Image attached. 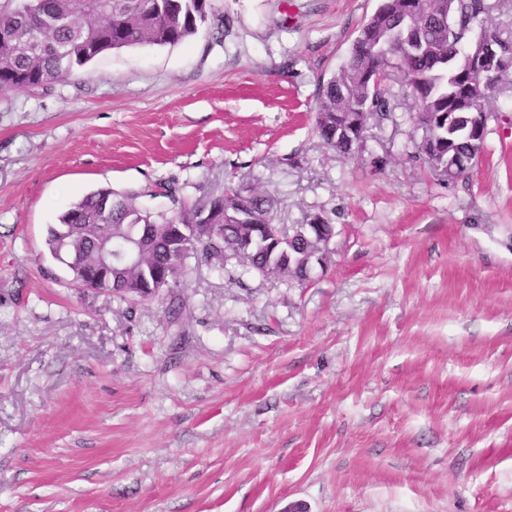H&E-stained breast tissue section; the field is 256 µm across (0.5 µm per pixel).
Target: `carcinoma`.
I'll use <instances>...</instances> for the list:
<instances>
[{
  "instance_id": "carcinoma-1",
  "label": "carcinoma",
  "mask_w": 512,
  "mask_h": 512,
  "mask_svg": "<svg viewBox=\"0 0 512 512\" xmlns=\"http://www.w3.org/2000/svg\"><path fill=\"white\" fill-rule=\"evenodd\" d=\"M380 0L373 14L353 39L347 57L318 88L315 127L320 139L343 155L359 153L365 134L355 139L336 136V122L359 108L380 122L391 112V73L403 74L405 92L415 100L416 129L432 131L431 160L446 167L452 183L466 172L457 171L454 157L478 160L481 145L464 130L468 114L460 111L466 99L469 75L448 71V57L458 54L472 37L490 39L512 53V36L486 24L493 9L489 0ZM210 5L207 0H16L0 12V28L12 32L0 40V92L58 82L97 56L111 50L138 46H174L198 33ZM273 198L251 188L242 198L238 189L224 188L192 208H181L159 219L141 209L131 196L98 189L84 196L48 229L50 254L68 267L94 259L93 241L71 232L72 224H110L112 237L133 238L151 262L166 272L171 283L170 309L178 307L175 289L181 287L186 259L205 260L213 253L234 255L235 246L254 233V224H272ZM202 211L214 214L220 232L201 233L190 243L191 252L172 255L165 241V226L195 224ZM291 241L276 249L263 237L253 238V256L246 267L263 277L305 280L320 238L298 224ZM141 275V266L112 265V295L122 299L126 282Z\"/></svg>"
}]
</instances>
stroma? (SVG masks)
Masks as SVG:
<instances>
[{
  "label": "stroma",
  "mask_w": 512,
  "mask_h": 512,
  "mask_svg": "<svg viewBox=\"0 0 512 512\" xmlns=\"http://www.w3.org/2000/svg\"><path fill=\"white\" fill-rule=\"evenodd\" d=\"M377 4L211 0L179 45L0 93V512H512V87L470 179L419 158L399 75L336 154L318 87ZM228 183L325 211L326 266L192 257L173 312L48 251L91 191L169 215Z\"/></svg>",
  "instance_id": "obj_1"
}]
</instances>
